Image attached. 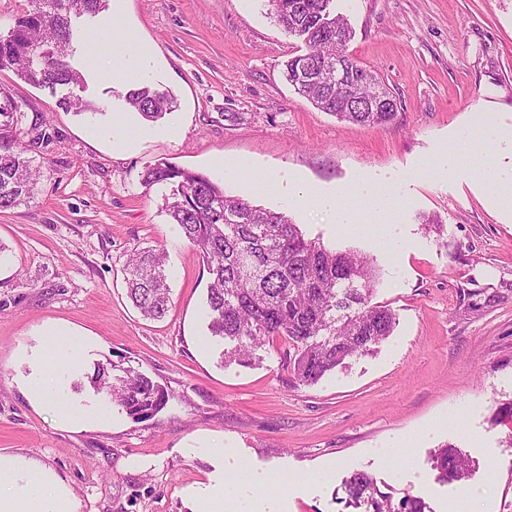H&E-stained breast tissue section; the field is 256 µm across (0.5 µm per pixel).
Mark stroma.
<instances>
[{
	"label": "stroma",
	"mask_w": 512,
	"mask_h": 512,
	"mask_svg": "<svg viewBox=\"0 0 512 512\" xmlns=\"http://www.w3.org/2000/svg\"><path fill=\"white\" fill-rule=\"evenodd\" d=\"M336 9L354 31L349 53L395 98L390 123L349 124L295 93L283 70L301 43L275 23L269 0H128L125 22L164 63L156 87L177 100L173 138L117 150L89 136L91 123L127 109L126 87L89 71L87 36L101 16L72 19L69 61L83 88L0 71L23 114L26 155L44 172L27 203L0 210V455L53 470L78 512H194L231 455L260 474L328 472L293 486L280 512H358L344 488L357 470L431 512H448L464 485L484 491L478 512H512V213L472 176L486 159L512 175V138L477 144L454 175L428 168L477 119L512 128V0H336ZM74 94L99 115L67 108ZM239 158L339 194L362 178L383 185L406 237L399 260L371 238L338 235L278 190L226 179L219 161ZM159 161L287 212L306 237L370 256L374 300L397 317L392 335L309 387L283 368L280 341L258 349L255 366L226 363L208 330L207 266L162 213L164 187L141 180ZM151 246L167 255L171 307L160 320L134 308L122 271L131 249ZM52 325L77 339L76 362L59 365L43 349ZM38 359L56 377L43 404L24 390ZM112 361L165 387V408L136 421L116 406L100 423L63 425L67 411L106 403L91 376ZM397 436L412 439L408 463L384 447ZM447 443L471 462L464 484L438 480L432 453Z\"/></svg>",
	"instance_id": "35a3bbf8"
}]
</instances>
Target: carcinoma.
Here are the masks:
<instances>
[{"instance_id": "cac0c4a2", "label": "carcinoma", "mask_w": 512, "mask_h": 512, "mask_svg": "<svg viewBox=\"0 0 512 512\" xmlns=\"http://www.w3.org/2000/svg\"><path fill=\"white\" fill-rule=\"evenodd\" d=\"M106 2L30 0L31 8L14 19L8 35H0V70L11 68L37 87L83 84V73L66 61L73 37L71 14L96 15ZM333 2L270 0L274 21L305 46L286 61V78L297 94L342 121L362 127L387 123L394 113L371 112L367 105L385 87L380 77L359 86L351 100L341 88L299 77L300 63L313 66L336 57L354 72L364 68L347 53L352 30L334 13ZM126 104L150 122L173 112L172 97L155 88L129 91ZM20 119L17 102L0 91L1 210L31 199L39 176L18 142ZM142 181L170 186L162 209L206 263L209 330L224 340L225 359L250 366L258 348L283 339L288 343L283 367L296 384L310 386L346 359L375 352L391 336L396 317L387 306L372 302L374 269L367 256L307 239L287 213L228 195L209 177L169 162L145 167ZM165 265V253L154 248L134 250L125 264L129 297L146 317L162 318L169 311ZM92 382L135 421L153 417L169 399L163 387L131 367L113 375L99 365ZM433 463L443 482L468 477L470 462L452 445L441 446ZM345 490L351 503L366 505V512L427 509L420 497L393 502L363 471L345 480Z\"/></svg>"}]
</instances>
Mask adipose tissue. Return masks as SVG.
<instances>
[{
	"label": "adipose tissue",
	"instance_id": "adipose-tissue-1",
	"mask_svg": "<svg viewBox=\"0 0 512 512\" xmlns=\"http://www.w3.org/2000/svg\"><path fill=\"white\" fill-rule=\"evenodd\" d=\"M126 12V0H112L113 18L104 22L94 33V42L104 50L92 63L96 73L109 74L136 89L153 83L161 62L152 46L137 38L135 28L120 23ZM94 138L112 142L123 148L137 139L154 135V128L136 124L128 113H121L111 125L91 124ZM295 202L309 205L332 216L339 232L352 236H371L377 249L396 255L404 245L400 224L393 218L392 201L369 180L359 181L354 194L362 207L342 204L339 194L325 193L315 188L288 186ZM233 475L230 488L217 489L199 500L196 512H224L229 489L250 490L247 512H278L292 486L291 481L249 472L240 462L230 465ZM64 482L53 471L31 468L24 457L0 456V512H77Z\"/></svg>",
	"mask_w": 512,
	"mask_h": 512
}]
</instances>
